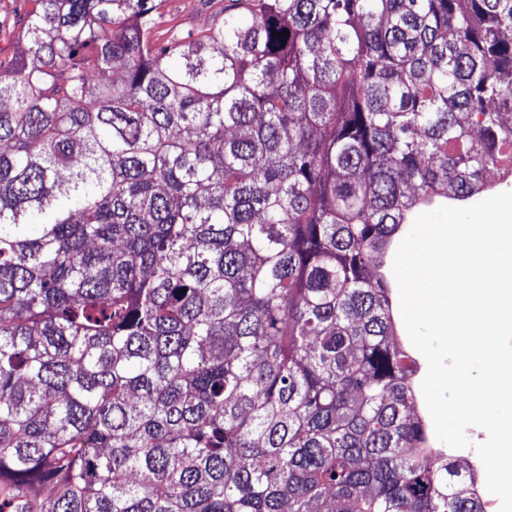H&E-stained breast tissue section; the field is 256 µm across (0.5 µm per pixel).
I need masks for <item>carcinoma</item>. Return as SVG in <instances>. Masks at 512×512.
Segmentation results:
<instances>
[{"label":"carcinoma","mask_w":512,"mask_h":512,"mask_svg":"<svg viewBox=\"0 0 512 512\" xmlns=\"http://www.w3.org/2000/svg\"><path fill=\"white\" fill-rule=\"evenodd\" d=\"M34 2L0 66V512H484L377 260L512 177V0H235L164 40L162 0ZM411 226H412V224H408V228H407L405 234L395 242L394 246L390 249L388 254L381 256V258H379V260H380L381 264L383 266H385L384 268L387 271L388 278H389L390 285H391L392 300H393L394 311H395V316H396V320H397V329H398V336H396V338L412 353V355L417 359V361L419 362L420 367H421L420 372L418 373V375L415 378V386H416L417 393H418L417 412L421 416H423V418L425 419V421L428 425L429 434L431 436V439H432V442H433V445L435 448H442L443 450H448V454L451 455L453 457V459L457 461V464L460 465L462 468H468L471 466L472 463H476L478 465V474L477 475H478V480H479V490L482 494V498L484 500L485 506H488L486 508V512H499L500 501L495 495L491 494L486 489L484 467H483L480 459L478 458L474 448L468 447L465 449H452V448L448 447L447 445L438 441L434 434L432 420H431V417L427 410L424 396H423V393L421 390V382L424 379L426 372H427V362H426L425 358L423 357V355L413 347V345L411 344L409 337L407 335V332H406V329H405V326H404V323L402 320L401 311H400L398 286H397V282H396V279L394 277L393 270H392L393 260H394L396 251L399 247V244L401 243L402 239L406 236V234L409 232Z\"/></svg>","instance_id":"obj_1"}]
</instances>
